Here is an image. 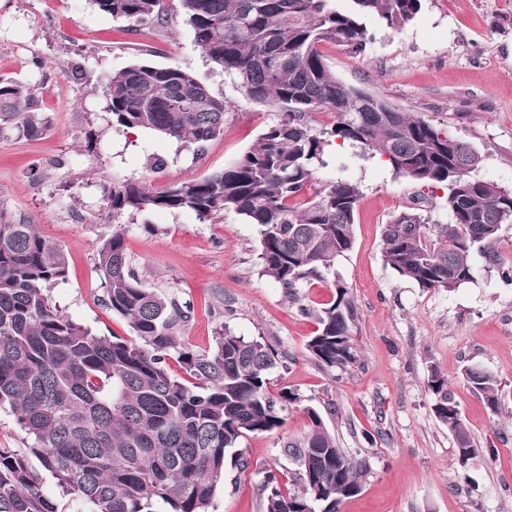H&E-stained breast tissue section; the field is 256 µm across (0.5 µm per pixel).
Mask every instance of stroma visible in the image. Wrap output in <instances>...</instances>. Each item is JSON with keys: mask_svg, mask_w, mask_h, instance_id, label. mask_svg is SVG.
I'll use <instances>...</instances> for the list:
<instances>
[{"mask_svg": "<svg viewBox=\"0 0 512 512\" xmlns=\"http://www.w3.org/2000/svg\"><path fill=\"white\" fill-rule=\"evenodd\" d=\"M364 56L327 46L338 80L375 93L392 106L448 129L482 158V179L512 188V0H422L402 33L377 20ZM151 50V62L177 65L224 97V132L193 155L150 132L125 133L103 107L109 73ZM0 79L32 86L47 120L38 138L0 135V208L29 218L57 242L68 262L51 290L64 314L98 336H131L127 322L104 306L94 258L112 233L103 194L113 182L142 178L155 189L199 180L237 162L283 112L251 99L236 75L208 61L170 0L162 25L135 33L102 13L93 0H0ZM164 159L150 168L151 157ZM41 175H29L33 165ZM358 184L351 249L335 275L303 288L294 303L261 273L256 225L234 213L200 222L190 211L151 210L123 218L125 246L138 278L180 304L188 321L176 332L197 352L213 349L227 329L264 338L288 356L268 388L302 398L284 424L238 443L250 466L226 468L210 512H262L267 468L294 470L288 439L308 425L305 406L324 415L340 448L362 462L360 492L338 512H512V285L482 259L454 291L424 290L400 278L382 257V231L400 211L418 206L430 223L448 214L441 193L394 177L358 148L337 147L313 176L315 187L338 179ZM352 292L358 321L356 363L323 370L306 350L317 324L303 315L320 308L336 284ZM479 364L503 387V411L491 415L465 377ZM441 372L480 450L460 467L455 438L432 410V371Z\"/></svg>", "mask_w": 512, "mask_h": 512, "instance_id": "obj_1", "label": "stroma"}]
</instances>
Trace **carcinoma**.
Instances as JSON below:
<instances>
[{"instance_id":"cac0c4a2","label":"carcinoma","mask_w":512,"mask_h":512,"mask_svg":"<svg viewBox=\"0 0 512 512\" xmlns=\"http://www.w3.org/2000/svg\"><path fill=\"white\" fill-rule=\"evenodd\" d=\"M130 30L165 21L163 0H93ZM185 22L208 61L235 72L247 95L279 105L283 117L234 165L201 180L156 191L125 179L104 193L116 223L94 259L104 303L125 318L134 337L96 336L66 316L51 289L68 274L63 249L24 217L0 210V407L7 405L25 435L24 452L0 448V512H55L36 487V459L62 492L87 512H208L226 466L244 471L236 451L248 434L283 425L301 402L284 388L270 392L268 375L279 353L261 338L218 333L210 352L186 347L174 327L188 319L178 306L146 287L132 269L119 221L148 210H189L202 222L232 211L259 227L262 275L300 303L317 323L307 343L326 370L357 360L353 296L336 285V298L317 311L301 304V288L330 274L348 251L359 186L339 179L311 190L339 142L379 157L398 176L447 190L449 222L431 224L402 211L382 233L383 259L400 277L427 290L452 291L472 277V256L512 282V266L498 250L502 226L512 224V190L481 179V157L467 142L365 90L348 87L326 65L322 47L360 56L373 36L367 20L400 33L422 0H179ZM112 123L149 131L201 151L224 132L226 104L179 66L138 60L112 72L104 88ZM329 113L320 128L313 115ZM30 138L44 130L36 99L20 82L0 83V132ZM465 375L491 414L502 410L500 381L470 366ZM433 412L454 435L458 456L475 457L448 381L428 380ZM304 434L287 441L298 469L292 482L265 471L263 512H303L319 499L321 512L360 491L362 465L338 447L322 415L306 407Z\"/></svg>"}]
</instances>
